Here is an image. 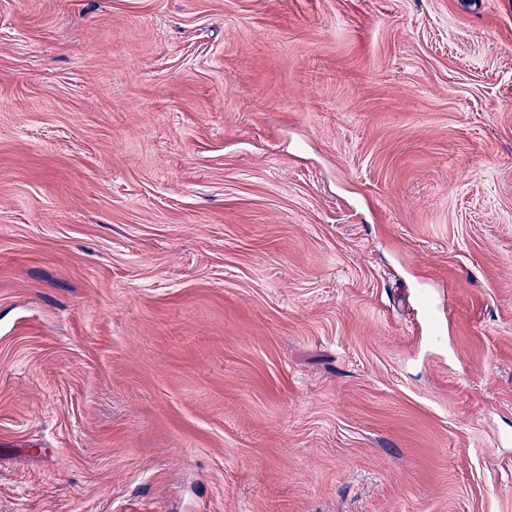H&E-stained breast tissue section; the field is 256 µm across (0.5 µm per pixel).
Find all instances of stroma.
<instances>
[{
	"instance_id": "obj_1",
	"label": "stroma",
	"mask_w": 512,
	"mask_h": 512,
	"mask_svg": "<svg viewBox=\"0 0 512 512\" xmlns=\"http://www.w3.org/2000/svg\"><path fill=\"white\" fill-rule=\"evenodd\" d=\"M512 0H0V512H512Z\"/></svg>"
}]
</instances>
